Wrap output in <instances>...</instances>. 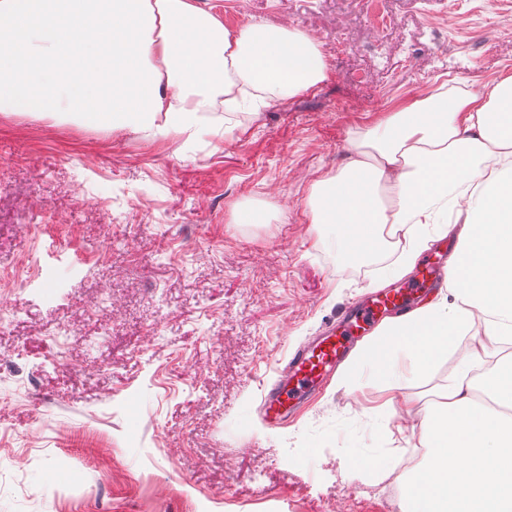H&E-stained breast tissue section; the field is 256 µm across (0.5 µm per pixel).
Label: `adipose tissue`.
Here are the masks:
<instances>
[{
	"label": "adipose tissue",
	"instance_id": "1",
	"mask_svg": "<svg viewBox=\"0 0 512 512\" xmlns=\"http://www.w3.org/2000/svg\"><path fill=\"white\" fill-rule=\"evenodd\" d=\"M325 78L304 31H233L194 0H0V112L191 138L207 125L232 131V116ZM385 126L350 141L343 168L315 185L313 223L333 228L346 260L378 256L408 230L391 278L447 236L440 208L464 229L436 302L385 324L344 372L374 375L408 406L413 386L451 362L419 424L425 462L400 512H512V76L414 99Z\"/></svg>",
	"mask_w": 512,
	"mask_h": 512
}]
</instances>
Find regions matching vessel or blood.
<instances>
[{"mask_svg":"<svg viewBox=\"0 0 512 512\" xmlns=\"http://www.w3.org/2000/svg\"><path fill=\"white\" fill-rule=\"evenodd\" d=\"M425 269L421 287H442L448 259L444 256L430 259ZM408 311V295L401 291L376 294L365 302L345 306L340 314L342 329L297 349L291 359L279 366L274 382L262 384L260 397L264 418L276 427L287 422L294 408L319 392L325 376L335 373L343 364L356 332L374 329L384 314L404 315Z\"/></svg>","mask_w":512,"mask_h":512,"instance_id":"1","label":"vessel or blood"}]
</instances>
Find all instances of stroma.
Instances as JSON below:
<instances>
[{
  "label": "stroma",
  "instance_id": "stroma-1",
  "mask_svg": "<svg viewBox=\"0 0 512 512\" xmlns=\"http://www.w3.org/2000/svg\"><path fill=\"white\" fill-rule=\"evenodd\" d=\"M194 2L351 48L311 92L190 141L0 112V512H398L345 477L385 446L380 380L280 429L260 385L409 247L339 259L314 183L400 104L512 75V0H384L380 56L358 0Z\"/></svg>",
  "mask_w": 512,
  "mask_h": 512
}]
</instances>
